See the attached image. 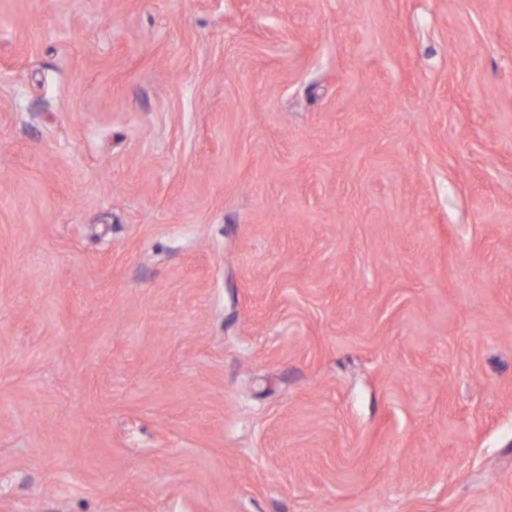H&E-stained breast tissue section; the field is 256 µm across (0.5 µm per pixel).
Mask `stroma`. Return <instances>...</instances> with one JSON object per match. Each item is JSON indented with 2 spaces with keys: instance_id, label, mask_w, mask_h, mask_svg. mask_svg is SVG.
<instances>
[{
  "instance_id": "obj_1",
  "label": "stroma",
  "mask_w": 512,
  "mask_h": 512,
  "mask_svg": "<svg viewBox=\"0 0 512 512\" xmlns=\"http://www.w3.org/2000/svg\"><path fill=\"white\" fill-rule=\"evenodd\" d=\"M0 512H512V0H0Z\"/></svg>"
}]
</instances>
